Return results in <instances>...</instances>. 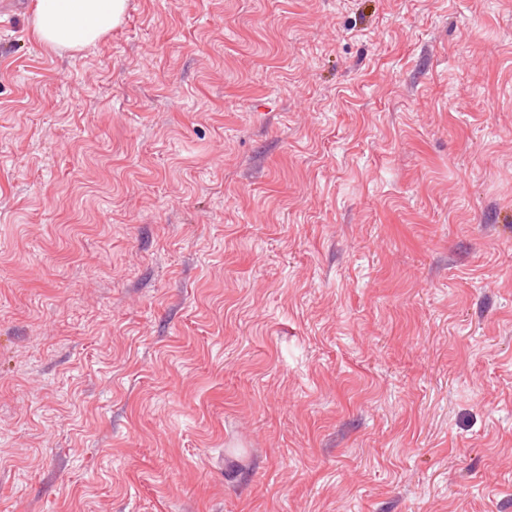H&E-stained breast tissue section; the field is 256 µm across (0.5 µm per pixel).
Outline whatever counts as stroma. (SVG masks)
<instances>
[{
    "label": "stroma",
    "mask_w": 512,
    "mask_h": 512,
    "mask_svg": "<svg viewBox=\"0 0 512 512\" xmlns=\"http://www.w3.org/2000/svg\"><path fill=\"white\" fill-rule=\"evenodd\" d=\"M0 512H512V0H21ZM127 0H36L33 29L42 43L80 49L118 26Z\"/></svg>",
    "instance_id": "35a3bbf8"
}]
</instances>
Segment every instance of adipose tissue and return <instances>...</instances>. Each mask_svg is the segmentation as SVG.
<instances>
[{"label": "adipose tissue", "instance_id": "adipose-tissue-1", "mask_svg": "<svg viewBox=\"0 0 512 512\" xmlns=\"http://www.w3.org/2000/svg\"><path fill=\"white\" fill-rule=\"evenodd\" d=\"M127 0H35L33 29L42 43L79 49L118 26Z\"/></svg>", "mask_w": 512, "mask_h": 512}]
</instances>
